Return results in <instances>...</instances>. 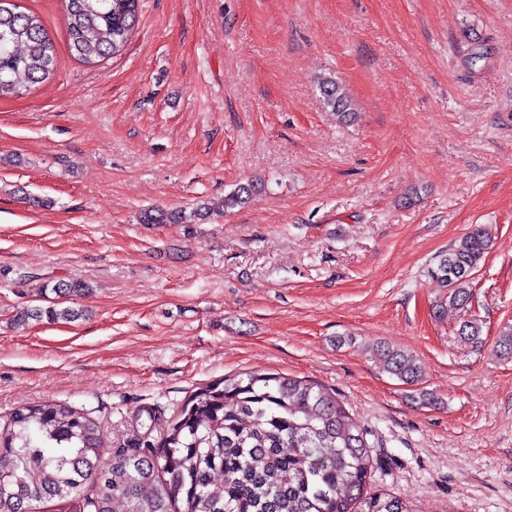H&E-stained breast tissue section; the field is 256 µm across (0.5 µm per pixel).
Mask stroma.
I'll use <instances>...</instances> for the list:
<instances>
[{"instance_id": "obj_1", "label": "stroma", "mask_w": 512, "mask_h": 512, "mask_svg": "<svg viewBox=\"0 0 512 512\" xmlns=\"http://www.w3.org/2000/svg\"><path fill=\"white\" fill-rule=\"evenodd\" d=\"M56 72L0 99V417L38 401L97 418L173 415L249 371L335 390L371 432L374 490L408 512H512V0H141L126 47L67 45ZM345 85L339 123L318 83ZM251 203L199 224L142 209ZM495 245L467 311L434 318L427 275L472 225ZM80 281L76 322L16 324L45 280ZM482 347L461 344L465 315ZM387 343L423 365L382 372ZM439 397L422 405L417 390ZM262 190L261 184L240 185L224 196V209L242 207L251 202L253 196ZM143 224H193L183 211H168L161 208L146 209L141 213ZM373 356L379 362L383 372L405 384L418 382L422 378V364L413 354L405 350L383 347L374 350Z\"/></svg>"}]
</instances>
